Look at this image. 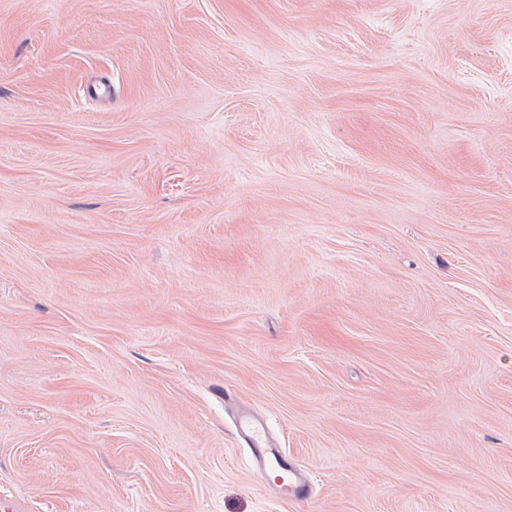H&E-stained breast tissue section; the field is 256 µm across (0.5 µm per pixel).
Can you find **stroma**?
<instances>
[{"label": "stroma", "mask_w": 512, "mask_h": 512, "mask_svg": "<svg viewBox=\"0 0 512 512\" xmlns=\"http://www.w3.org/2000/svg\"><path fill=\"white\" fill-rule=\"evenodd\" d=\"M0 512H512V0H0ZM241 430L251 436L256 442V448H263L265 454L272 459L279 468L288 474V484L286 487L287 495L297 498L308 497V484L305 481L302 473L296 469L292 462L288 461V457L283 454L280 448L276 445L266 444L260 441L262 426L254 421L245 420L241 423Z\"/></svg>", "instance_id": "1"}]
</instances>
